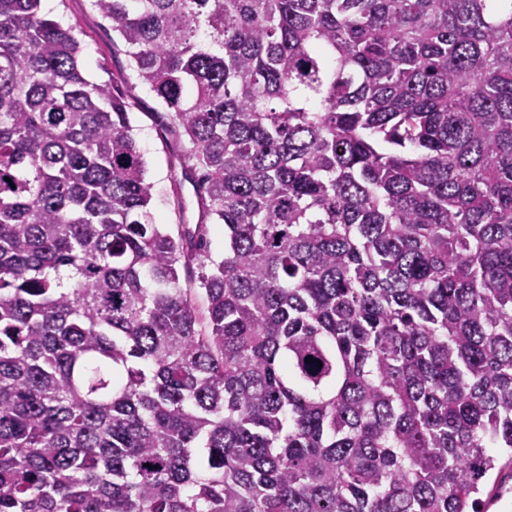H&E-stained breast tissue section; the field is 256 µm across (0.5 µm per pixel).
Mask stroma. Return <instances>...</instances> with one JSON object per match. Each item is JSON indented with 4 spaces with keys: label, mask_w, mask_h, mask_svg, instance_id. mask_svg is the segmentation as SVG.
<instances>
[{
    "label": "stroma",
    "mask_w": 512,
    "mask_h": 512,
    "mask_svg": "<svg viewBox=\"0 0 512 512\" xmlns=\"http://www.w3.org/2000/svg\"><path fill=\"white\" fill-rule=\"evenodd\" d=\"M48 18L80 31L81 63L90 81L115 80L129 102L130 124L153 184L152 212L157 224L177 236L198 220L194 189L174 161L182 145L162 137L168 115L164 106L137 79L123 45L113 44L112 26L101 18L92 0H43ZM483 512H512V461L500 456L495 470L483 482Z\"/></svg>",
    "instance_id": "1"
}]
</instances>
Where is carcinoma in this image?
I'll use <instances>...</instances> for the list:
<instances>
[{"label": "carcinoma", "instance_id": "1", "mask_svg": "<svg viewBox=\"0 0 512 512\" xmlns=\"http://www.w3.org/2000/svg\"><path fill=\"white\" fill-rule=\"evenodd\" d=\"M94 6L200 224L155 223L75 28L0 0V512H481L512 455V0Z\"/></svg>", "mask_w": 512, "mask_h": 512}]
</instances>
